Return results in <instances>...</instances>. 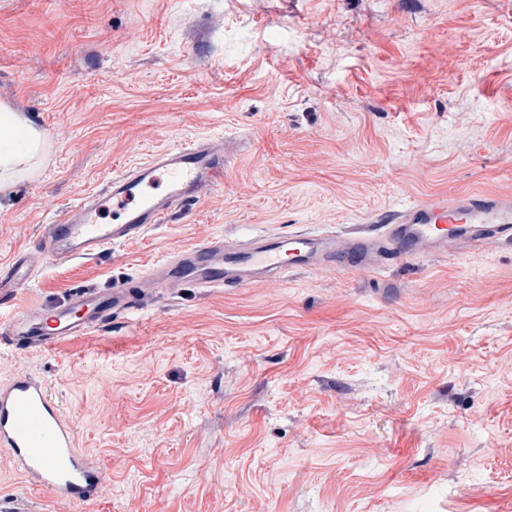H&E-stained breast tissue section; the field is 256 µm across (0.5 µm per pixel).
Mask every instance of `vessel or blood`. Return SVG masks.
I'll return each instance as SVG.
<instances>
[{
	"mask_svg": "<svg viewBox=\"0 0 512 512\" xmlns=\"http://www.w3.org/2000/svg\"><path fill=\"white\" fill-rule=\"evenodd\" d=\"M229 147L227 137L202 136L153 152L113 172L102 187L44 225L34 251L17 252L0 267V311L8 313L0 324V347L56 350L111 325L150 291L247 286L336 264L374 270L402 257L442 255L468 245H512V200L474 190L403 207L347 234L305 230L236 242L210 236L154 264L144 277L79 290L49 308L17 305L39 264L61 265L135 241L149 225L169 223L222 187ZM108 203L116 223H97ZM0 451L30 485L60 501L91 502L104 489L102 470L78 450L75 425L48 383L24 370L0 384Z\"/></svg>",
	"mask_w": 512,
	"mask_h": 512,
	"instance_id": "obj_1",
	"label": "vessel or blood"
}]
</instances>
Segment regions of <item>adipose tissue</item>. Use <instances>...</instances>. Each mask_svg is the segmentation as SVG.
<instances>
[{"mask_svg":"<svg viewBox=\"0 0 512 512\" xmlns=\"http://www.w3.org/2000/svg\"><path fill=\"white\" fill-rule=\"evenodd\" d=\"M46 141L41 131L23 122L6 105H0V193L9 192L15 181L35 176L37 159Z\"/></svg>","mask_w":512,"mask_h":512,"instance_id":"obj_1","label":"adipose tissue"}]
</instances>
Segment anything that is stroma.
Segmentation results:
<instances>
[{"label":"stroma","mask_w":512,"mask_h":512,"mask_svg":"<svg viewBox=\"0 0 512 512\" xmlns=\"http://www.w3.org/2000/svg\"><path fill=\"white\" fill-rule=\"evenodd\" d=\"M45 135L0 263L153 151L231 140L224 187L20 303L109 287L200 238L512 196V0H0V104ZM44 378L105 473L68 505L0 453L19 512H512V247L154 294Z\"/></svg>","instance_id":"1"}]
</instances>
